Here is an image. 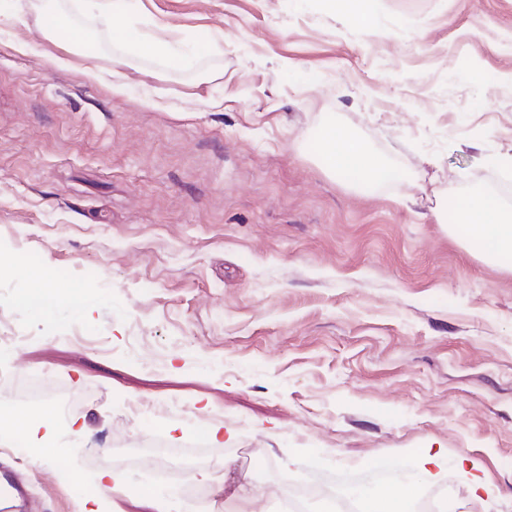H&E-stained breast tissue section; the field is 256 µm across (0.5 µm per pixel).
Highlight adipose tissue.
Wrapping results in <instances>:
<instances>
[{
  "label": "adipose tissue",
  "instance_id": "obj_1",
  "mask_svg": "<svg viewBox=\"0 0 512 512\" xmlns=\"http://www.w3.org/2000/svg\"><path fill=\"white\" fill-rule=\"evenodd\" d=\"M319 158L329 173L354 184L384 181L390 174L385 161L361 141L338 136L325 129L320 137ZM453 234L474 253L512 271V209L502 206L490 191L481 190L452 201L449 205ZM444 457L440 448L418 451L419 476L399 485H387L363 493L360 512H411L418 480H432L439 474Z\"/></svg>",
  "mask_w": 512,
  "mask_h": 512
}]
</instances>
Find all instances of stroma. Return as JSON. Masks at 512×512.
I'll list each match as a JSON object with an SVG mask.
<instances>
[{"instance_id":"35a3bbf8","label":"stroma","mask_w":512,"mask_h":512,"mask_svg":"<svg viewBox=\"0 0 512 512\" xmlns=\"http://www.w3.org/2000/svg\"><path fill=\"white\" fill-rule=\"evenodd\" d=\"M0 3V335L26 337L0 374L80 423L32 463L27 432L0 438L22 512H82L155 437L208 449L185 490L204 512L245 471L257 512H283L289 480L373 489L427 446L449 461L424 512H512V273L441 220L476 188L512 199V0H375L361 27L327 0H127L125 40L55 0L64 43L43 0ZM329 126L393 179L325 172ZM39 271L46 315L17 301ZM42 27L48 38L66 42L70 38L71 23L68 17L62 13H58L51 7H46L42 15Z\"/></svg>"}]
</instances>
